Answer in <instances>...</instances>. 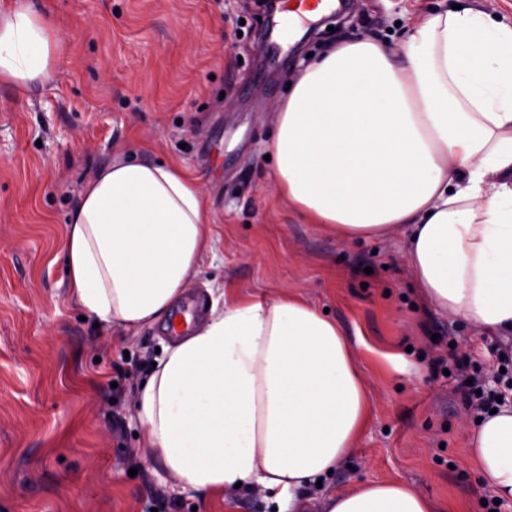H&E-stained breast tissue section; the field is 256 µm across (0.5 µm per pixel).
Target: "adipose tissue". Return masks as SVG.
Returning <instances> with one entry per match:
<instances>
[{
    "label": "adipose tissue",
    "instance_id": "adipose-tissue-1",
    "mask_svg": "<svg viewBox=\"0 0 512 512\" xmlns=\"http://www.w3.org/2000/svg\"><path fill=\"white\" fill-rule=\"evenodd\" d=\"M401 61L373 36L313 57L273 109L275 186L345 240L409 235L422 295L475 335L512 334V23L469 5L429 12ZM63 46L25 0H0V81H48ZM209 198L172 162L121 154L66 217L73 302L126 335L170 319L210 247ZM373 406L336 323L298 296L219 291L166 344L136 399L142 446L201 499L235 484L278 512H437L398 481L323 488ZM469 456L512 501V406L482 414Z\"/></svg>",
    "mask_w": 512,
    "mask_h": 512
}]
</instances>
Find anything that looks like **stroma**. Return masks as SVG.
Masks as SVG:
<instances>
[{
    "label": "stroma",
    "mask_w": 512,
    "mask_h": 512,
    "mask_svg": "<svg viewBox=\"0 0 512 512\" xmlns=\"http://www.w3.org/2000/svg\"><path fill=\"white\" fill-rule=\"evenodd\" d=\"M54 22L64 55L50 81L0 83V512H277L251 489L201 507L143 456L135 398L163 325L95 327L70 299L61 257L82 184L116 153L171 161L212 204L213 242L188 298L286 289L327 311L356 352L374 408L333 491L399 481L444 512L491 499L469 461V377L512 365V335H473L414 286L408 237L347 242L289 209L267 161L270 108L306 54L372 35L399 52L437 0H360L354 22H298L265 52L264 0H27ZM446 358L449 375L433 362Z\"/></svg>",
    "instance_id": "obj_1"
}]
</instances>
